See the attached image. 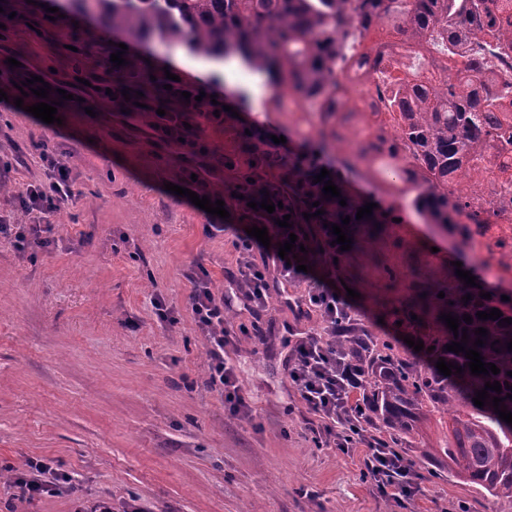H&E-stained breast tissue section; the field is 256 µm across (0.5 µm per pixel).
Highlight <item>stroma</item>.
Instances as JSON below:
<instances>
[{
  "instance_id": "stroma-1",
  "label": "stroma",
  "mask_w": 512,
  "mask_h": 512,
  "mask_svg": "<svg viewBox=\"0 0 512 512\" xmlns=\"http://www.w3.org/2000/svg\"><path fill=\"white\" fill-rule=\"evenodd\" d=\"M61 16L48 19L47 7ZM0 173L10 193L0 194V220L25 224L17 200L28 185L48 182L40 154L49 149L73 171V202L53 216V241L18 255L0 237V512H76L79 503L108 500L112 512L133 505L151 512H386L363 471L364 453L345 455L318 445L311 414L288 378L295 336L320 332L318 313L300 317L287 300L309 283L332 285L338 295L358 291L350 305L376 336L393 335L379 323L367 297L388 285L387 273L406 275L416 264L401 240L437 249L439 258L472 261L471 252L431 232L409 205L361 173L341 169L347 191L393 215L384 225L381 254L359 256L345 273L331 271L319 252V227L301 225L305 280L273 295L263 316L265 342L228 345L224 358L252 407L251 418L232 416L205 384L204 342L188 311L189 267L200 263L216 291L231 288L225 268L235 266L232 241L251 228L247 213L230 209L229 231L210 237L217 218L185 197L166 191L186 186L176 145L157 141L150 127L152 92L141 106L99 98L91 82L100 54L125 44L147 59L154 75L170 71L196 82L203 58L156 39L111 31L95 44L86 34L98 16L75 13L72 0H0ZM18 62L7 65V58ZM48 82L59 120L29 113L36 95L19 84L30 75ZM226 99L244 119L280 132L296 150L309 143L292 112L266 103L269 79L247 67H225L202 84ZM69 100H61V93ZM162 296L178 312L174 325L158 321L152 302ZM31 459L50 460L72 477V492L21 499L15 472ZM421 490L396 512H495L492 498L463 485L445 469L425 468Z\"/></svg>"
}]
</instances>
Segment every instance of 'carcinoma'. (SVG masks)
Instances as JSON below:
<instances>
[{
	"label": "carcinoma",
	"instance_id": "1",
	"mask_svg": "<svg viewBox=\"0 0 512 512\" xmlns=\"http://www.w3.org/2000/svg\"><path fill=\"white\" fill-rule=\"evenodd\" d=\"M81 12H97L102 25L88 32L90 42L111 30L133 36H150L172 46H183L195 56L226 58L239 56L251 69L273 71L276 84L288 88V99H303V108L327 115L312 135L315 148L334 151L340 164L369 170L376 144L347 143L336 134V99L344 98L349 119L360 112L344 97L342 73L347 49L365 39L373 29H388L400 36L385 48L403 47L414 51L430 46L442 54L444 65L429 77L405 72L382 84L386 110L397 127L389 145L392 162L379 172L382 182L399 180L415 195L412 208L434 232L452 237L474 250L464 234L462 219L479 223L476 213L468 212L479 196V183L473 175L498 168L505 181L512 182V170L497 166L501 150L512 146V123L500 113L512 110V82L499 83L487 77L494 58L481 54L484 48L495 51V58L512 53V0H78ZM123 66L130 99L139 86L134 81L149 75L148 66L136 57ZM282 177L309 192L304 171L290 164ZM346 205L339 204V198ZM341 197L319 199L315 208L299 207L298 223L306 222L303 213H324L314 218L319 224L342 223L350 217L352 249L336 250L324 256V263L340 271L356 256L381 248L378 227L386 218L372 214L356 219L364 203L343 193ZM468 287L456 276L455 268L444 259L429 260L404 286L398 276L389 277V288L379 302L380 314L396 328L398 335L382 339L363 329L357 320L343 334L330 337V348L338 356L352 353L355 341L373 340L361 357L366 382L361 390L371 414L369 430L384 427L397 439L415 449L416 458L426 466L440 465L453 471L460 482L484 492L499 504L498 512H512V425L499 418L492 398H502L499 406L512 412L509 390L488 391L490 398L480 408L474 404L476 391L485 383L498 381L512 386V324L483 320L479 311L497 308L503 317L512 318V289ZM445 297H438L439 293ZM490 293L491 299L480 297ZM472 300L462 301L465 295ZM509 300H502V296ZM452 313L459 329H467L473 348L475 330L484 327L486 344L477 347L484 362L493 363L500 373L471 375L465 354L446 350V345L461 341L441 321V314ZM417 319H411V314ZM468 314L473 322L467 323ZM402 325H397V322ZM424 342L415 351L404 337ZM499 351H494V348ZM462 368L445 376L436 363L439 358ZM449 424L437 447L415 444L422 427L431 420Z\"/></svg>",
	"mask_w": 512,
	"mask_h": 512
}]
</instances>
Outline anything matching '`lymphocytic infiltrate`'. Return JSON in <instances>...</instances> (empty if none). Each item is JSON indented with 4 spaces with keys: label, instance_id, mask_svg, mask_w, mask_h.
Segmentation results:
<instances>
[{
    "label": "lymphocytic infiltrate",
    "instance_id": "1",
    "mask_svg": "<svg viewBox=\"0 0 512 512\" xmlns=\"http://www.w3.org/2000/svg\"><path fill=\"white\" fill-rule=\"evenodd\" d=\"M184 91L192 95L190 108L204 110L207 120L215 125H232L246 147L241 154L214 150L209 141L184 127V112L154 116L155 136L162 142L178 144L186 171L196 174L199 187H207L212 177L229 173L240 194H248L252 181L257 180L266 185L271 203H282L287 209L298 208L301 197L296 185L280 179L279 173L287 168L289 160L296 158L302 161L307 177L315 178L324 167L320 157L311 150L293 154L287 145L272 141L270 130L234 120L231 112L216 111L210 99L201 98L194 83L173 82L166 96L176 100ZM41 159L48 171V186H28L19 199L22 209L43 215V222L0 224V235L12 239L14 248L21 254L49 243L53 231L51 216L73 200L72 170L67 161L49 150L42 152ZM233 246L238 260L235 269L227 273L235 285L233 293L216 295L208 277H192L189 309L199 335L205 340L207 388L219 395L233 413L245 418L249 406L237 386L233 368L224 359L225 347L234 343L236 336L225 322L224 314L234 301H241L253 317L252 336L264 338L262 318L273 289L286 281L301 280L303 273L281 259L274 248L266 250L262 261H254L253 252L258 243L251 237H237ZM294 309L300 316L319 313L324 324L322 333L297 337L288 366V377L300 401L317 419L312 431L318 442L343 452L366 448L364 464L375 491L398 499L414 496L421 489L420 472L409 460L399 456L387 439L370 434L365 426L368 409L356 399L365 382L362 363L352 356L336 357L326 342L327 336L350 323L352 314L346 302L334 290L316 285L295 302ZM15 484L21 497L30 501L72 489L70 476L54 469L45 459L29 460L26 469L18 472Z\"/></svg>",
    "mask_w": 512,
    "mask_h": 512
}]
</instances>
